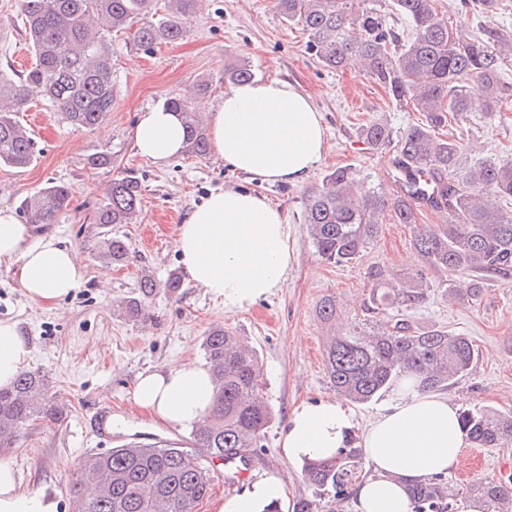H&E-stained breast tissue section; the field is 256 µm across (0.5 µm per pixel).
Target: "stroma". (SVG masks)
I'll return each instance as SVG.
<instances>
[{"label": "stroma", "mask_w": 512, "mask_h": 512, "mask_svg": "<svg viewBox=\"0 0 512 512\" xmlns=\"http://www.w3.org/2000/svg\"><path fill=\"white\" fill-rule=\"evenodd\" d=\"M22 0H0V70L16 75L31 68L23 25ZM449 26L465 25L471 35L487 28L512 32V0H499L492 14L462 12L461 0H438ZM114 99L106 119L93 129L72 126L49 103L35 100L18 114L36 144V159L25 169L0 166V207L18 210L24 198L47 184L70 188L72 202L54 224L33 225L34 234L55 233L83 269V280L67 298L55 303L31 301L17 276V267L0 262V321L19 323L31 347L28 368L43 372L50 391L65 404L66 416L57 422L37 419L19 433L15 448L0 455L14 465L30 492L59 498L60 512L71 510V488L82 460L132 440L164 439L189 443V432L156 422L132 402L139 375L186 360H202L206 330L224 326L258 354L263 367V394L275 412L261 446L251 452L244 476L227 480V467L214 462L211 489L195 512H215L217 503L241 494L252 482L277 476L285 484L282 512L294 501L310 497L302 466L283 455L278 437L290 411L299 403L335 398L324 370L327 336L350 322L391 319L392 311L369 314V267L406 273L421 268L413 247L411 224L385 219L377 237L362 256L347 265L324 262L317 254L304 222V202L318 190L324 176L336 167L357 168L365 181L387 183L396 154L372 150L361 138L362 128L380 119L393 134L426 120L425 113L397 107L388 92L367 76L344 68H323L308 54L307 35L288 23L276 0H199L187 21L186 33L173 43L144 52L133 44L132 30L112 33ZM251 52L243 56L241 45ZM245 58L255 77H277L309 95L322 113L328 148L307 179L298 184L267 183L233 170L215 154L199 159L185 155L159 165L140 156L132 138L140 112L162 105L170 96L192 88L196 98L212 101L230 87L224 61ZM466 148L463 166L485 161L512 160V111L487 115L465 112L443 129ZM110 154V166L90 164L99 153ZM132 176L141 184V215L135 224H114L112 234L129 245L127 260L103 264L97 257L100 225L90 216L112 178ZM245 188L266 196L278 206L297 240V258L284 288L258 300L247 310L228 313L223 301L204 288L183 281L174 294L157 289L142 296L138 281L150 274L165 281L181 267L174 251L176 230L188 212L211 192ZM428 299L405 313L413 326L442 327L468 336L479 359L461 383L447 395L464 408L512 414V278L489 280L477 302L452 300L439 286V276L427 271ZM336 301L333 323L317 316L321 299ZM139 299L141 315L130 317L125 306ZM112 406V436L100 438L91 414L96 403ZM467 469L448 473L451 484L512 472V446L464 448Z\"/></svg>", "instance_id": "obj_1"}]
</instances>
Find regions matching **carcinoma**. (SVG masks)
<instances>
[{
	"mask_svg": "<svg viewBox=\"0 0 512 512\" xmlns=\"http://www.w3.org/2000/svg\"><path fill=\"white\" fill-rule=\"evenodd\" d=\"M197 0H167V13L154 19V0H24L25 33L34 63L13 78L0 72V165L23 169L35 159V144L16 118L30 100L39 97L57 108L77 128H93L112 111V50L106 35L140 25L133 42L148 51L172 43L186 32ZM288 22L308 32L306 49L325 68L340 70L357 58L369 79L387 89L399 107L412 106L427 122L408 127L398 138L384 122L363 127V142L373 150L397 151L395 185L388 192L366 187L360 172L340 166L323 179L322 188L305 202L304 223L319 256L345 265L359 259L392 216L399 224H416L419 201L446 208L450 221L437 228H417L413 245L424 263L441 275L440 286L451 299L478 300L484 282L512 276V212L491 207L485 195L512 199V162L489 161L462 169L464 145L439 134V129L475 108L495 114L508 106L500 67L512 58V33L504 29L470 37L464 27L448 28V18L436 0H277ZM407 22L401 32L392 16ZM254 77L244 62L224 63V80L240 83ZM480 81L484 95L476 105L464 89L469 78ZM165 106L180 113L186 130L185 154L204 158L210 142L199 115L188 102L171 97ZM141 184L134 177H117L93 223L134 224L138 220ZM71 203L69 189L50 185L22 201L31 224H51ZM128 254L126 241L103 235L98 257L119 264ZM368 310L406 311L427 298L423 272L403 276L380 266L368 271ZM181 288L173 273L164 284L145 274L139 288L144 296L159 287ZM202 349L215 386V403L191 431V447L158 441L128 443L91 454L72 486L75 512H194L210 486L207 464L245 461L258 447L274 413L262 395V365L254 350L235 333L213 327ZM478 359L472 341L443 328L422 330L403 318L384 324L365 319L331 337L325 346V370L336 394L365 404L395 390L410 376L419 388L446 390L462 381ZM64 406L54 401L45 375L21 372L14 383L0 388V449L15 447L23 425L42 417L62 418ZM460 421L469 441L479 448L512 445V416L464 409ZM363 450L350 437L327 461L306 463L304 477L315 496L334 493L340 502L350 495ZM97 494L86 498L82 487ZM413 512H449L450 499L464 495L479 501L482 512H512V474L489 476L454 486L441 477L408 488Z\"/></svg>",
	"mask_w": 512,
	"mask_h": 512,
	"instance_id": "1",
	"label": "carcinoma"
}]
</instances>
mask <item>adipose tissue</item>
I'll list each match as a JSON object with an SVG mask.
<instances>
[{"label": "adipose tissue", "mask_w": 512, "mask_h": 512, "mask_svg": "<svg viewBox=\"0 0 512 512\" xmlns=\"http://www.w3.org/2000/svg\"><path fill=\"white\" fill-rule=\"evenodd\" d=\"M214 152L234 169L267 182H303L328 144L322 114L293 84L272 77L236 84L218 102H202ZM141 156L163 164L181 155L185 130L178 113L154 107L133 131ZM180 265L225 312L245 310L283 288L296 261V241L282 211L258 193L227 188L211 193L179 224ZM0 260L16 263L26 296L51 303L82 280L73 252L53 234L34 235L9 209L0 208ZM30 356L17 323L0 321V387L10 386ZM209 368L189 360L140 375L134 403L172 427H193L210 410ZM355 422L335 400L298 405L288 416L280 446L291 462L335 455ZM468 444L458 407L448 396L398 391L362 431L359 445L370 473L356 490L355 512H413L410 484L447 474ZM277 477L250 485L218 512H262L281 500ZM56 498L26 491L13 466L0 464V512H58Z\"/></svg>", "instance_id": "1"}]
</instances>
